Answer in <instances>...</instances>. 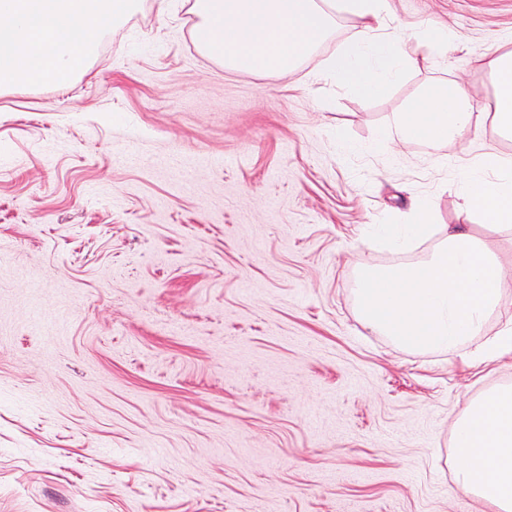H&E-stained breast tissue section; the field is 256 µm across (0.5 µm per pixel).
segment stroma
I'll list each match as a JSON object with an SVG mask.
<instances>
[{"instance_id": "obj_1", "label": "stroma", "mask_w": 512, "mask_h": 512, "mask_svg": "<svg viewBox=\"0 0 512 512\" xmlns=\"http://www.w3.org/2000/svg\"><path fill=\"white\" fill-rule=\"evenodd\" d=\"M390 33L457 48L385 96L204 54L184 0H140L87 74L0 91V512H487L454 490L452 423L512 366L367 331L364 267L414 200L454 195L490 132L474 57L512 49V0H393ZM434 79L478 136L443 159L377 145Z\"/></svg>"}]
</instances>
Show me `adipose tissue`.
Returning a JSON list of instances; mask_svg holds the SVG:
<instances>
[{
    "instance_id": "adipose-tissue-1",
    "label": "adipose tissue",
    "mask_w": 512,
    "mask_h": 512,
    "mask_svg": "<svg viewBox=\"0 0 512 512\" xmlns=\"http://www.w3.org/2000/svg\"><path fill=\"white\" fill-rule=\"evenodd\" d=\"M138 0H0V86L17 87L51 75L70 83L100 35L119 25ZM193 35L208 56L244 72L297 69L340 21L355 35L337 44L324 79L364 97H380L407 71L433 68L454 43L448 29L428 25L417 38L384 31L392 0H192ZM489 78L492 132L512 136V50L497 49L474 61ZM468 91L455 81L427 84L382 131L381 138L416 143L439 154L473 126ZM462 215L479 214L501 232H512V156L471 152L456 183ZM433 204L418 200L408 224H383L393 245L433 239L425 258L387 268H366L358 280L356 314L362 326L420 355L473 348V361L512 360V317L492 339H483L489 318L501 311L507 285L497 253L469 225L445 226L435 235ZM457 493L482 502L489 512H512V384L467 400L458 413Z\"/></svg>"
}]
</instances>
